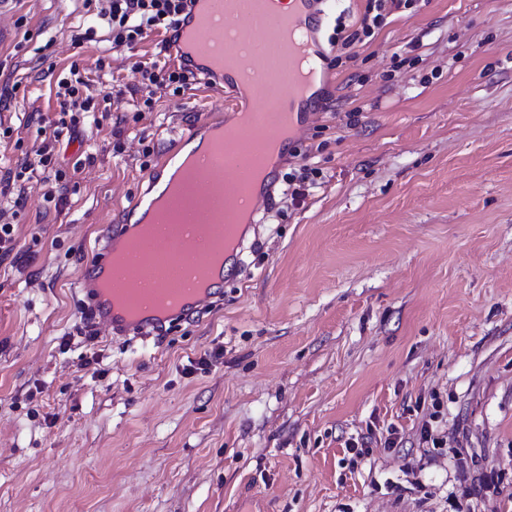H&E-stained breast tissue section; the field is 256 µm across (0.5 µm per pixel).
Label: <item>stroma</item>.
<instances>
[{"instance_id":"35a3bbf8","label":"stroma","mask_w":512,"mask_h":512,"mask_svg":"<svg viewBox=\"0 0 512 512\" xmlns=\"http://www.w3.org/2000/svg\"><path fill=\"white\" fill-rule=\"evenodd\" d=\"M104 0L0 5V171L35 161L78 66L101 125L61 149L45 201L0 196V512H512V0H420L364 45L280 158L319 174L256 229L219 299L140 338L93 324L78 284L103 226L224 95L157 89L160 36L77 43ZM52 40L51 54L33 49ZM357 121H349V112ZM212 355L203 370L192 362ZM443 437L424 443L426 421ZM397 443L385 448L388 431ZM363 445V456L346 449ZM133 69L139 74V85L137 86L135 93H145V99L143 100V104L151 109L153 105L151 90L152 86H170L175 84L176 86L173 89V94H179L181 89H183L187 80L189 79V75H194L193 72L187 67H180L181 71H167L165 72L163 68L156 71L158 69L156 65L145 66L141 63H135L133 65ZM164 72V73H163ZM168 84V85H167Z\"/></svg>"}]
</instances>
